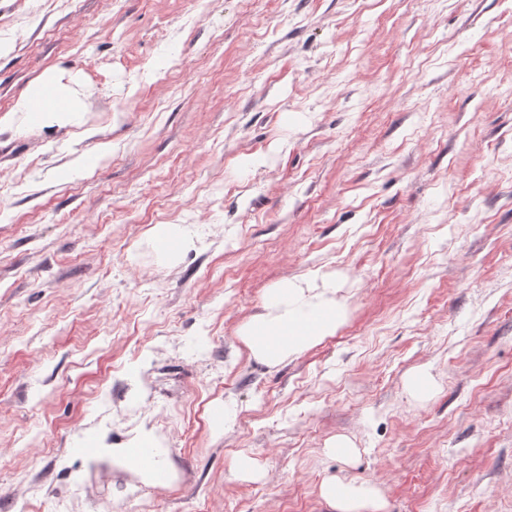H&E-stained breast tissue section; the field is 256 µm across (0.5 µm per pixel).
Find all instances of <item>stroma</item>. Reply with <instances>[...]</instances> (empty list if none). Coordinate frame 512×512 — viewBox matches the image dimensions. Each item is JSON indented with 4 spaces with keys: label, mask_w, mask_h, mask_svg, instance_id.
Segmentation results:
<instances>
[{
    "label": "stroma",
    "mask_w": 512,
    "mask_h": 512,
    "mask_svg": "<svg viewBox=\"0 0 512 512\" xmlns=\"http://www.w3.org/2000/svg\"><path fill=\"white\" fill-rule=\"evenodd\" d=\"M48 74L77 117L15 111ZM327 279L333 336L248 356L268 288ZM145 434L171 487L87 460ZM329 479L512 512V0H0V512H332ZM152 237L157 245L169 238L176 240V253L167 254L169 258L178 256L194 244L192 233L185 224H158L153 229Z\"/></svg>",
    "instance_id": "1"
}]
</instances>
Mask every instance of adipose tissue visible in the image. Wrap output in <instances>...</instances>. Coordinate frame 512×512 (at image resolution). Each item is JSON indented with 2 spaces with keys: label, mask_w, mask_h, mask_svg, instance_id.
Listing matches in <instances>:
<instances>
[{
  "label": "adipose tissue",
  "mask_w": 512,
  "mask_h": 512,
  "mask_svg": "<svg viewBox=\"0 0 512 512\" xmlns=\"http://www.w3.org/2000/svg\"><path fill=\"white\" fill-rule=\"evenodd\" d=\"M19 112H37L39 121L77 114L82 110L80 98L52 78L33 82L15 106ZM331 283L320 288H306L296 283H281L268 289L263 297L262 315L251 319L241 330L239 339L253 358L275 366L334 335L344 318L343 309L334 297ZM114 464L136 470L149 478L167 474L160 452L150 439L138 447L111 449ZM321 497L335 512H379L373 488L325 481Z\"/></svg>",
  "instance_id": "ef3b65f1"
}]
</instances>
